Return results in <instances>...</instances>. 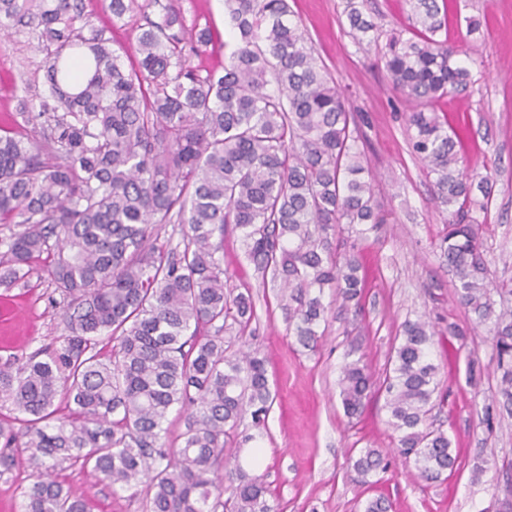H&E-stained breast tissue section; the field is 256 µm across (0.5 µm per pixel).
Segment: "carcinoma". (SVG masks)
I'll use <instances>...</instances> for the list:
<instances>
[{
  "label": "carcinoma",
  "instance_id": "obj_1",
  "mask_svg": "<svg viewBox=\"0 0 512 512\" xmlns=\"http://www.w3.org/2000/svg\"><path fill=\"white\" fill-rule=\"evenodd\" d=\"M407 2L409 27L387 39L381 59L448 212L437 249L458 303L489 326L499 410L512 416V310L493 299L512 296V278L491 277L474 216L488 208L493 182L475 184L463 170L462 138L437 107L468 90L471 71L441 36L446 0ZM158 4L108 0L115 21L140 13L137 64L127 68L82 0H0V31L28 35L47 66L44 92L24 85L21 121L0 129V224L14 227L0 239V284L43 263L69 331L0 364V398L18 412L0 422V478L19 457L38 472L21 489L20 512H91L52 476L66 462L113 488H140L141 512H273L261 476L224 458L244 418L261 430L273 404L265 360L224 344V333L242 336L254 318L251 295L227 288L224 234H238L255 270L280 283L288 330L314 351L325 336L324 289L359 312L366 277L348 239L389 223L365 178L356 118L291 21L289 0H225L233 42L221 72L188 64L213 44L210 29L190 35L169 5L151 16ZM363 8L346 0L352 37L376 45L379 26ZM162 224L180 226L184 247L153 239ZM438 334L465 336L454 323L437 331L408 318L379 378L358 357L337 382L350 419L385 394L398 452L427 483L460 466L437 423ZM102 336L114 341L108 355ZM61 397L72 405L64 418ZM175 407L185 428L169 446L164 424ZM353 467L372 486L387 462L366 448Z\"/></svg>",
  "mask_w": 512,
  "mask_h": 512
}]
</instances>
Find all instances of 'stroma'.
Instances as JSON below:
<instances>
[{
    "label": "stroma",
    "instance_id": "1",
    "mask_svg": "<svg viewBox=\"0 0 512 512\" xmlns=\"http://www.w3.org/2000/svg\"><path fill=\"white\" fill-rule=\"evenodd\" d=\"M168 2L180 10L187 30L213 32V48L191 58V65L223 71L230 39L224 0ZM344 5L345 0H291L296 21L357 116L390 222L362 245L367 278L362 315L344 310L335 291L325 289L329 327L314 352L290 335L278 289L255 271L238 236L225 235L227 284L253 296L256 314L247 341L266 360L274 394L262 435L253 437L251 423H243L240 441L225 453L251 461L276 512H363L367 494L350 462L363 448L379 450L388 463L375 490L390 500L392 512H512V417L494 413L500 374L492 337L474 326L456 301L454 278L435 247L445 216L433 203L431 177L411 151L409 107L377 50L355 44ZM83 7L95 27L109 31L114 46L126 49L125 64L135 63V18L113 21L104 0H83ZM469 17L479 20L481 34L461 46L460 58L476 83L444 109L450 124L467 128L461 156L468 173L494 177L492 203L477 215L479 234L491 273L512 274V0H450L449 32ZM44 66L42 55L27 47L23 36L0 35V127L17 118L16 87L27 83L43 90ZM62 305L38 263L24 283L0 286V360L33 353L66 336ZM420 315L438 328L453 322L466 332L465 339L433 347L446 393L440 419L460 459L458 470L433 484L410 476L396 452L383 398L351 420L337 388L348 353L362 356L372 373L381 374L399 324ZM472 362L481 369L473 381L468 378ZM55 475L85 495L93 512H139L131 491L113 492L80 466L63 464Z\"/></svg>",
    "mask_w": 512,
    "mask_h": 512
}]
</instances>
